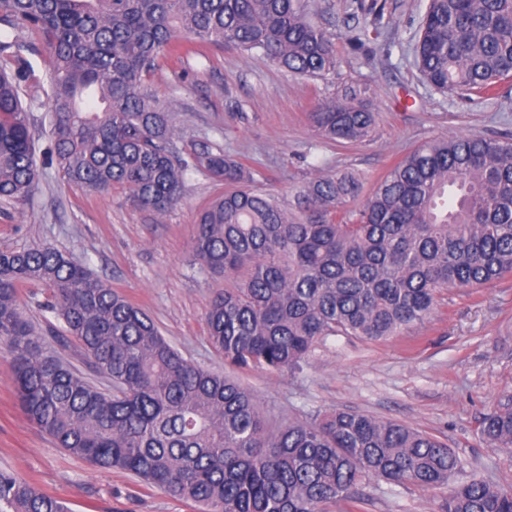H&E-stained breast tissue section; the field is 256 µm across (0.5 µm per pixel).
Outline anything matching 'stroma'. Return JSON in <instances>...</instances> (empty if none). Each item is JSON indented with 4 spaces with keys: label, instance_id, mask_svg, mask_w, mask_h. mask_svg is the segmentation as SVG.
Segmentation results:
<instances>
[{
    "label": "stroma",
    "instance_id": "35a3bbf8",
    "mask_svg": "<svg viewBox=\"0 0 512 512\" xmlns=\"http://www.w3.org/2000/svg\"><path fill=\"white\" fill-rule=\"evenodd\" d=\"M428 0H385L384 36L365 50L348 48L354 0H310L312 18L336 39L338 64L327 80L294 77L260 55L210 47L176 64L160 59L145 85L172 111L176 148L223 145L253 172L256 190L295 209L299 188L319 174H356L371 195L395 161L432 140L457 134L512 136V82L492 99L472 102L428 84L415 62L416 32ZM21 45L22 88L31 105L39 179L31 198L0 206V251L48 246L85 261L104 281L141 306L162 334L194 363L237 379L252 391L270 426L333 409L359 411L426 432L448 444L459 475L477 473L512 488V447L490 446L481 421L512 395V276L482 288L442 292L435 314L401 335L377 342L333 336L316 345L296 373L226 365L211 346L204 312L232 287L192 259L198 214L225 185L192 173L183 196L163 217L135 208L114 188L89 194L50 160L52 58L38 35L0 28ZM365 85L377 112L371 140L339 144L319 138L310 121L318 103L344 85ZM20 302L38 334L79 370L73 342L52 338L38 301ZM0 469L53 495L72 512H196L121 471H100L69 455L32 424L17 399L10 354L0 343ZM448 491L370 479L360 502L333 512H440Z\"/></svg>",
    "mask_w": 512,
    "mask_h": 512
}]
</instances>
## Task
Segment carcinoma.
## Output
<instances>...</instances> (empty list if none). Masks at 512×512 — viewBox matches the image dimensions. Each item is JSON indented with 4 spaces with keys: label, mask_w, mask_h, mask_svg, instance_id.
<instances>
[{
    "label": "carcinoma",
    "mask_w": 512,
    "mask_h": 512,
    "mask_svg": "<svg viewBox=\"0 0 512 512\" xmlns=\"http://www.w3.org/2000/svg\"><path fill=\"white\" fill-rule=\"evenodd\" d=\"M383 36L384 6L357 0ZM0 21L40 36L52 54V154L92 192L128 190L163 215L187 176L204 169L228 189L199 214L193 254L236 279L210 298L205 324L224 362L292 372L330 336L378 341L421 324L448 288L483 287L512 273V137L435 139L382 176L356 209L352 173L320 175L291 214L250 186L249 169L216 143L183 156L167 105L143 84L160 56L187 42L259 52L293 76L336 74L335 38L307 0H0ZM418 69L462 96L512 78V0H429ZM22 63L0 61V203L26 200L38 177ZM369 88L350 86L310 114L319 136L364 141L375 131ZM38 283L41 310L62 321L105 391L37 335L19 303ZM0 341L28 419L57 447L100 470H121L201 512H331L370 478L449 487L440 512H512V489L480 476L452 484L454 451L408 425L336 409L271 429L257 397L185 358L138 305L59 250L0 252ZM481 435L512 447V396ZM0 512H69L66 503L0 470Z\"/></svg>",
    "instance_id": "obj_1"
}]
</instances>
